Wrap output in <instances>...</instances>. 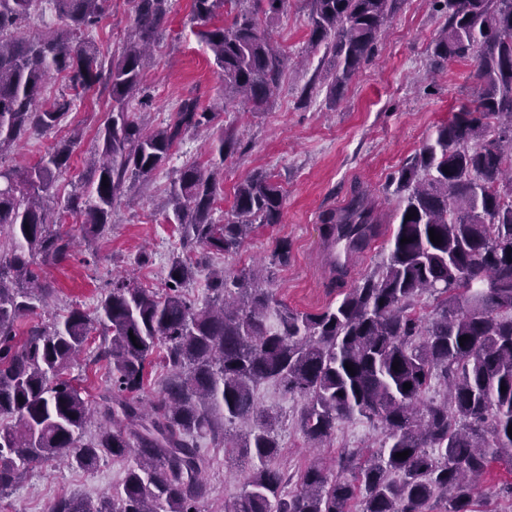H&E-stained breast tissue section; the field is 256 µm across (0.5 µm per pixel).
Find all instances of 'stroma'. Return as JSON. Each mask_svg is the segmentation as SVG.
Masks as SVG:
<instances>
[{
	"label": "stroma",
	"mask_w": 512,
	"mask_h": 512,
	"mask_svg": "<svg viewBox=\"0 0 512 512\" xmlns=\"http://www.w3.org/2000/svg\"><path fill=\"white\" fill-rule=\"evenodd\" d=\"M138 0H109V7L88 36L104 60L118 58L130 34ZM307 0H287L282 12L260 19L271 40L288 52V66L280 88L261 108L236 106L217 113L208 133L188 131L172 150L168 162L151 178L127 183L135 205L118 203L107 233L85 245L78 219L63 215L59 230L71 241L69 259L48 263L42 278L54 294L35 322L48 326L69 309L94 312L112 278L161 289L168 260L179 245L176 225L168 221L167 191L183 163L196 161L218 167L220 182L212 219L223 223L230 213L235 185L256 172L274 175L286 199L280 223L255 230L236 252L220 255L216 267L227 272L269 262L279 242H287L289 258L275 273L271 287L277 299L304 312H317L340 299L342 287L325 270L321 216L342 207L352 187L368 189L380 209L393 213L398 200L391 181L394 173L418 153L457 107L473 98L478 88L473 60L431 64V47L447 18L431 0H404L391 22L381 30L374 52L343 88L336 102L327 99L319 81L328 58L324 48L309 45ZM193 0H169V12L153 45V65L143 86L129 104L131 119L147 129L172 122L179 103L187 98L200 105L224 95V84L211 52L198 36ZM111 98L97 83L80 98L56 132L24 138L17 150L0 158V168L35 164L56 140L76 138L69 167L54 182L55 202H63L84 177V161L98 145V133L111 116ZM233 128L237 145L223 164H216L213 140ZM30 319H22L27 330ZM261 408L280 416L277 464L298 476L318 457L337 464L356 448L377 449L383 435L366 421L341 423L324 448L308 447L294 426L298 399L273 387L259 391ZM207 478L212 488L199 512H224L237 495L247 466L240 457H225L209 445ZM125 465L106 458L91 471L71 468L60 460L45 462L27 473L13 490L0 497V512H51L61 499L81 495L99 499L111 495ZM512 483V466L497 461L481 481L475 512H512V497L503 488Z\"/></svg>",
	"instance_id": "obj_1"
}]
</instances>
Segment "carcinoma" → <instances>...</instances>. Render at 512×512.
Masks as SVG:
<instances>
[{"instance_id": "1", "label": "carcinoma", "mask_w": 512, "mask_h": 512, "mask_svg": "<svg viewBox=\"0 0 512 512\" xmlns=\"http://www.w3.org/2000/svg\"><path fill=\"white\" fill-rule=\"evenodd\" d=\"M107 2L0 0V156L31 133L53 131L73 99L101 79L99 48L84 32ZM286 2L193 0L198 35L224 81V111L238 103L259 108L278 89L288 56L256 16H273ZM400 2L309 0L310 44L330 58L321 76L329 100L371 56ZM432 2L448 17L433 62L474 60L477 104L461 105L398 170L397 224L379 266L316 313L289 307L263 286L288 264L285 242L261 278L251 269L212 270L200 306L185 293L199 266L188 254L172 258L171 286L161 295L114 281L96 308L100 343L90 363L111 371L98 400L65 377L87 345L93 319L86 312L72 308L48 327L18 332V322L52 295L40 263L69 255L55 229L60 212L41 198L69 167L76 140L55 144L30 167L0 168V228L13 242L0 263L1 493L53 457L92 470L110 456L128 462L112 497L63 499L51 512H198L211 494L210 459L199 443L208 437L224 445V455L250 460L227 512H347L356 498L360 512H435L438 504L441 512H472L476 479L495 461L512 464V0ZM167 4L139 0L134 38L108 69L112 116L100 133L90 194L64 202L83 217L90 242L108 230L126 181L150 178L186 131L215 117L185 99L163 128L146 132L129 118ZM47 10L61 25L29 37L25 22ZM219 14L223 25L209 26ZM54 74L67 78L73 97L46 106L41 99ZM216 191L215 172L194 161L171 181L183 247L230 253L255 228L281 222L285 195L272 175L239 182L222 224L210 214ZM383 223L371 194L355 187L344 207L323 215L322 234L354 260ZM431 229L440 244L430 241ZM404 237L410 242L401 243ZM426 293L435 306L420 315ZM156 357L167 375L158 395L145 399ZM265 383L302 402L297 425L310 447H324L338 424L365 418L381 426L380 448L347 454L336 475L316 461L288 489L290 477L274 464L279 416L257 401ZM434 386L442 396L425 399ZM93 419L102 426L86 442ZM404 451L407 458L396 457Z\"/></svg>"}]
</instances>
